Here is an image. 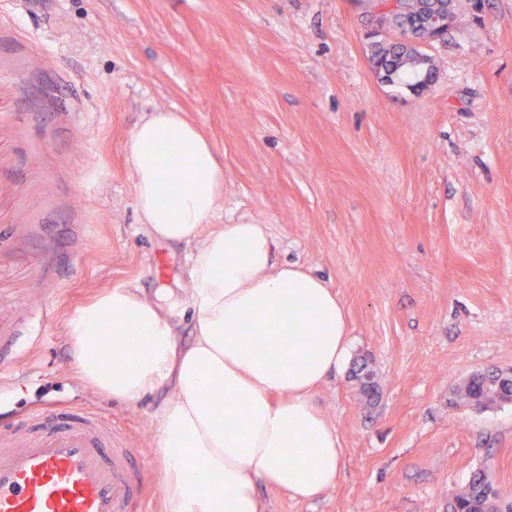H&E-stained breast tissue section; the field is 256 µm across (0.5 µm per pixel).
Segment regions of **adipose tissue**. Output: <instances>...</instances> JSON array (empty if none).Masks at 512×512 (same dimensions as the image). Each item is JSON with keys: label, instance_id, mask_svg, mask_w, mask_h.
Listing matches in <instances>:
<instances>
[{"label": "adipose tissue", "instance_id": "adipose-tissue-1", "mask_svg": "<svg viewBox=\"0 0 512 512\" xmlns=\"http://www.w3.org/2000/svg\"><path fill=\"white\" fill-rule=\"evenodd\" d=\"M129 164L141 223L190 249L194 335L179 346L176 322L141 288L104 289L66 325L82 379L127 403L170 388L152 420L163 512H266L260 481L320 496L342 472L338 431L313 396L349 358L343 303L320 277L275 261L268 225L215 223L224 167L184 113L145 117Z\"/></svg>", "mask_w": 512, "mask_h": 512}]
</instances>
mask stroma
<instances>
[{"instance_id": "1", "label": "stroma", "mask_w": 512, "mask_h": 512, "mask_svg": "<svg viewBox=\"0 0 512 512\" xmlns=\"http://www.w3.org/2000/svg\"><path fill=\"white\" fill-rule=\"evenodd\" d=\"M361 0H0V421L67 401L160 456L134 404L81 379L68 320L105 286H136L189 343L187 249L140 224L132 133L175 109L224 165L220 224H267L276 257L342 299L350 371L314 404L343 475L267 512H448L487 468L512 498V403L458 406L471 374H512V0H478L429 53L435 84L381 82ZM353 378L358 382L360 394L371 401L378 393V382L376 381V373L369 368L367 364L360 365L353 372Z\"/></svg>"}]
</instances>
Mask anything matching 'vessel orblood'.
I'll use <instances>...</instances> for the list:
<instances>
[{
  "label": "vessel or blood",
  "mask_w": 512,
  "mask_h": 512,
  "mask_svg": "<svg viewBox=\"0 0 512 512\" xmlns=\"http://www.w3.org/2000/svg\"><path fill=\"white\" fill-rule=\"evenodd\" d=\"M120 429L89 408L46 405L0 427V512H151Z\"/></svg>",
  "instance_id": "obj_1"
}]
</instances>
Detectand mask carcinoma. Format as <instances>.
Wrapping results in <instances>:
<instances>
[{"mask_svg": "<svg viewBox=\"0 0 512 512\" xmlns=\"http://www.w3.org/2000/svg\"><path fill=\"white\" fill-rule=\"evenodd\" d=\"M434 0H404L402 11L395 16L394 25L419 28L424 12ZM371 63L375 71L390 84L406 82L411 89H421L434 81V65L430 55L415 47L389 39L371 43ZM360 394L372 400L378 393L376 373L367 364L353 372ZM457 400L463 404L493 408L512 402V376L485 371L472 374L455 388ZM489 474L479 469L469 482L453 493L448 512H483L487 508L486 491L492 489Z\"/></svg>", "mask_w": 512, "mask_h": 512, "instance_id": "obj_1", "label": "carcinoma"}]
</instances>
